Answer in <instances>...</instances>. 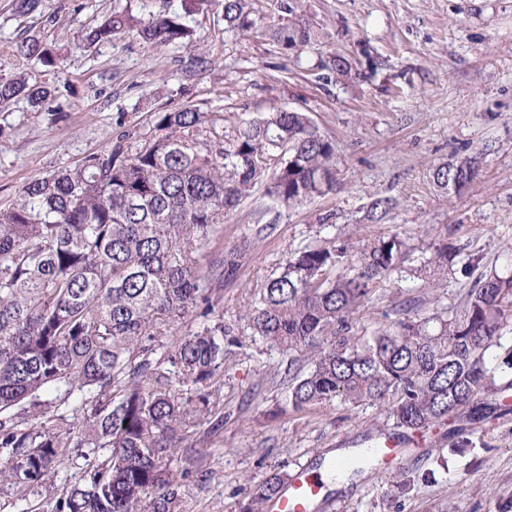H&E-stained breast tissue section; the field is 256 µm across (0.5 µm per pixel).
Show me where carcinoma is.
<instances>
[{
  "label": "carcinoma",
  "mask_w": 512,
  "mask_h": 512,
  "mask_svg": "<svg viewBox=\"0 0 512 512\" xmlns=\"http://www.w3.org/2000/svg\"><path fill=\"white\" fill-rule=\"evenodd\" d=\"M141 19L125 7L86 36L88 44L133 31L157 48L193 50L187 76L212 59L193 45L192 16L222 9L225 24L255 29L300 58L315 37L297 0L262 26L252 0H157ZM24 55L60 68L37 42ZM47 91L22 77L0 79V99ZM224 116L185 106L159 112L154 135L118 140L106 154L32 178L23 201L0 208V482L20 489L51 480L64 461H84L81 482L50 512H182L174 468L197 445L195 427L218 407L216 384L229 347L224 285L236 281L247 241L219 245L224 219L262 185L289 207L336 186V143L304 112L275 108L229 134ZM477 174L469 158L435 167L437 186L460 192ZM394 201L377 197L368 218ZM397 234L355 246L336 239L288 254L277 275L254 289L240 319L252 337L308 365L289 380L295 412L379 405L394 425L419 432L451 418L481 420L489 397L512 388V347L497 366L512 320V271H494L454 309L402 317L358 336L353 319L374 289L405 261ZM76 401L60 433L43 422L41 395ZM283 482L254 486L241 512H262Z\"/></svg>",
  "instance_id": "carcinoma-1"
}]
</instances>
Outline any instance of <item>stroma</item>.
I'll return each mask as SVG.
<instances>
[{
    "label": "stroma",
    "instance_id": "obj_1",
    "mask_svg": "<svg viewBox=\"0 0 512 512\" xmlns=\"http://www.w3.org/2000/svg\"><path fill=\"white\" fill-rule=\"evenodd\" d=\"M124 6L144 18L155 0H44L24 17L0 0V78L49 90L37 108L22 97L0 102V207L20 202L32 178L74 167L117 136L139 144L156 113L184 105L223 113L228 131L293 109L336 142L334 191L290 208L259 187L224 223L222 244L251 243L222 302L240 343L224 362V425L201 424L199 453L186 462L183 512H240L272 473L316 469L342 451L351 464L329 486L332 506L317 512H502L512 503V399L487 419L454 418L420 434L370 404L279 416L288 356L252 341L240 314L291 251L332 236L361 244L397 233L410 249L360 313L362 327L408 307L454 308L481 274L512 264V0H301L318 36L298 60L269 37L227 29L217 12L199 13L193 41L215 64L190 78L184 47L159 49L128 32L86 45L85 33ZM31 41L61 57L62 71L24 56ZM336 56L348 60V79L318 69ZM457 157L476 158L479 173L462 193H447L433 167ZM379 196L396 205L375 224L367 207ZM443 246L453 259L433 288L425 262ZM388 436L406 450L400 465H356L358 449ZM464 438L469 447L454 451ZM80 476V461L70 460L39 491L2 484L0 512H21Z\"/></svg>",
    "mask_w": 512,
    "mask_h": 512
}]
</instances>
